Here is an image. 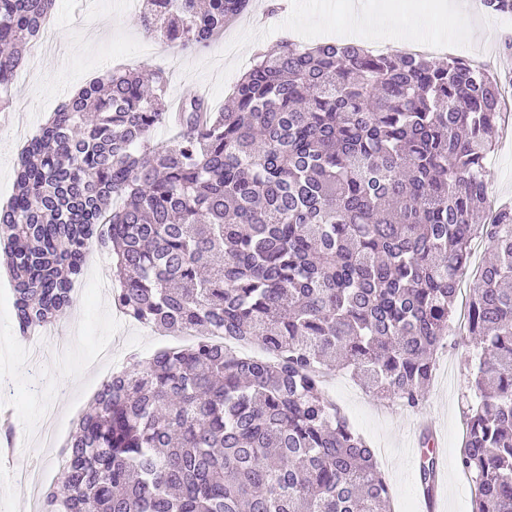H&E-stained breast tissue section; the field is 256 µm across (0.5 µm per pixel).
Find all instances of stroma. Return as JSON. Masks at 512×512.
Here are the masks:
<instances>
[{
  "instance_id": "35a3bbf8",
  "label": "stroma",
  "mask_w": 512,
  "mask_h": 512,
  "mask_svg": "<svg viewBox=\"0 0 512 512\" xmlns=\"http://www.w3.org/2000/svg\"><path fill=\"white\" fill-rule=\"evenodd\" d=\"M137 0H56L51 32L58 39L53 51L31 48L24 79L12 90V104L0 111V207L13 195L20 143L31 137L73 89L85 86L101 73L132 69L150 73L163 70L166 98L200 95L222 108L235 81L250 67L258 49L290 37L301 43L335 39L347 25V0H285L261 27L237 25L223 39L193 52L161 41L149 43L137 23ZM392 14L404 17L407 27L423 26L451 35L457 46L451 56L465 55L473 65L512 79V49L503 34H512V12L479 13L489 24L491 40L466 41L455 18L442 12L441 0H388ZM487 199L512 205V121L502 122L496 149L487 163ZM112 257L93 250L76 283L74 305L62 321L44 327L38 354L16 326L12 298L0 301V374L9 377L5 398L14 411L15 451L19 462L43 473L34 487L14 477L0 478V512H38L35 500L54 485L57 450L65 445L76 421L98 392L105 368L96 357L111 346L113 359L135 354L150 359L161 348L181 345L178 336H162L119 316L103 285L113 281ZM477 366L465 329L453 327L446 348L439 354L423 402L415 409H400L364 392L351 374L341 372L325 389L371 448L381 450L392 502V512H421L419 446L421 422L433 421L441 445L445 486L437 512H471L470 480L456 465L466 433V410L475 394L468 380Z\"/></svg>"
}]
</instances>
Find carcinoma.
I'll use <instances>...</instances> for the list:
<instances>
[{"label":"carcinoma","mask_w":512,"mask_h":512,"mask_svg":"<svg viewBox=\"0 0 512 512\" xmlns=\"http://www.w3.org/2000/svg\"><path fill=\"white\" fill-rule=\"evenodd\" d=\"M54 5L0 0V110ZM251 7L145 0L139 23L206 46ZM154 84L114 70L61 103L0 210L21 335L65 315L98 245L125 316L197 336L102 383L42 512H388L374 452L319 374L418 407L476 238L493 258L468 303L479 400L457 464L472 512H512V208L478 222L502 81L461 57L285 38L221 112L202 96L173 112L162 72ZM159 124L174 146L150 142ZM419 479L430 495L427 454Z\"/></svg>","instance_id":"carcinoma-1"}]
</instances>
